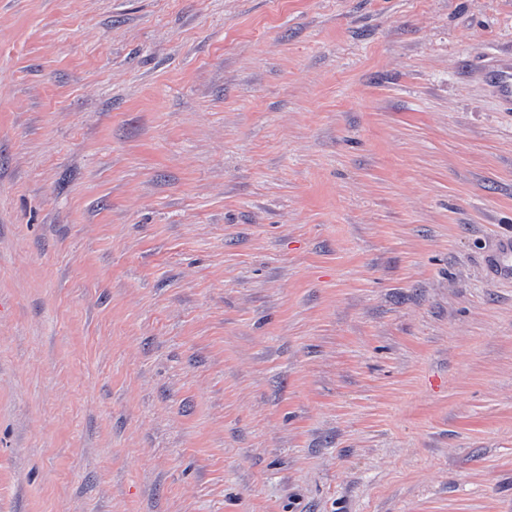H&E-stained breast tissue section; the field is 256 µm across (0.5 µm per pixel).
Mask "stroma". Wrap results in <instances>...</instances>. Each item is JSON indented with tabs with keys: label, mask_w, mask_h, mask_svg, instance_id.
<instances>
[{
	"label": "stroma",
	"mask_w": 512,
	"mask_h": 512,
	"mask_svg": "<svg viewBox=\"0 0 512 512\" xmlns=\"http://www.w3.org/2000/svg\"><path fill=\"white\" fill-rule=\"evenodd\" d=\"M512 0H0V512H512ZM482 73L501 101L512 108V59L506 57L486 61Z\"/></svg>",
	"instance_id": "stroma-1"
}]
</instances>
